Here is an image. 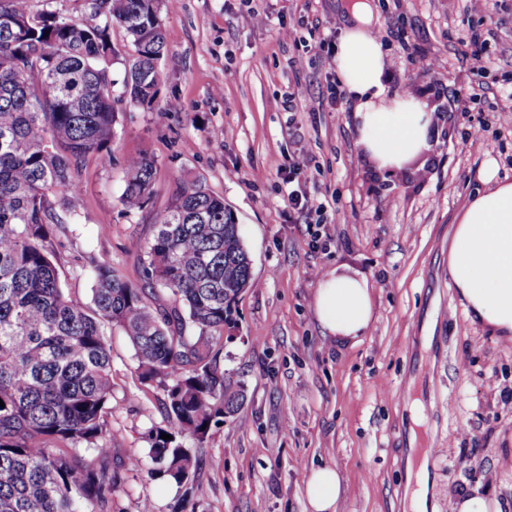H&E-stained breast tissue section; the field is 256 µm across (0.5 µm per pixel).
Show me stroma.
I'll return each instance as SVG.
<instances>
[{
    "label": "stroma",
    "mask_w": 512,
    "mask_h": 512,
    "mask_svg": "<svg viewBox=\"0 0 512 512\" xmlns=\"http://www.w3.org/2000/svg\"><path fill=\"white\" fill-rule=\"evenodd\" d=\"M356 0H179L165 13L167 51L156 100L122 105L104 159L76 173L81 192L59 210L51 244L67 291L90 300L92 269L109 264L140 283L132 240L182 180L203 179L235 215L253 288L237 304L220 365L247 401L213 427L189 489L127 473L112 512H308L310 466L336 467L338 512H404L407 450L425 433L427 512H453L462 492L512 501V342L472 322L448 276L455 217L486 190L487 170L512 181V0H370L388 94L416 88L431 112L430 148L404 170L377 171L353 113L335 102L336 44ZM268 21L248 25L247 8ZM485 32L487 69L476 99L465 43ZM178 101L179 110L168 107ZM480 147H472L473 138ZM155 161L153 196L121 202L127 158ZM305 158L302 189L320 214L291 209L286 178ZM364 276L374 319L358 341L324 337L313 300L331 271ZM112 350V461L146 455L164 425L163 391L142 385L128 338ZM423 407L415 424L412 400Z\"/></svg>",
    "instance_id": "35a3bbf8"
}]
</instances>
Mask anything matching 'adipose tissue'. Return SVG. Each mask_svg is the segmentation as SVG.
<instances>
[{
  "instance_id": "1",
  "label": "adipose tissue",
  "mask_w": 512,
  "mask_h": 512,
  "mask_svg": "<svg viewBox=\"0 0 512 512\" xmlns=\"http://www.w3.org/2000/svg\"><path fill=\"white\" fill-rule=\"evenodd\" d=\"M373 11L358 0L336 49V71L356 100V128L379 170L394 174L427 144L430 118L419 99L385 94L384 53L372 30ZM448 275L473 322L512 341V182H494L457 213L448 248ZM314 311L336 342L367 333L374 312L367 280L358 274L323 276ZM341 477L335 467L310 468L305 492L311 512H336Z\"/></svg>"
}]
</instances>
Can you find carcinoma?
Returning a JSON list of instances; mask_svg holds the SVG:
<instances>
[{"label":"carcinoma","instance_id":"1","mask_svg":"<svg viewBox=\"0 0 512 512\" xmlns=\"http://www.w3.org/2000/svg\"><path fill=\"white\" fill-rule=\"evenodd\" d=\"M170 3L85 0L78 23L32 0H0V512H112L124 482L109 435L113 326L134 347L140 383L164 392L149 476L188 484L200 459L184 441L204 443L246 403L220 355L252 286L251 258L224 198L201 179L184 181L155 212L153 237L133 242L146 262L141 285L96 265L88 304L63 288L49 249L55 205L79 193L75 172L108 147L117 106L157 94ZM153 178L151 159H127L123 204L147 205Z\"/></svg>","mask_w":512,"mask_h":512}]
</instances>
